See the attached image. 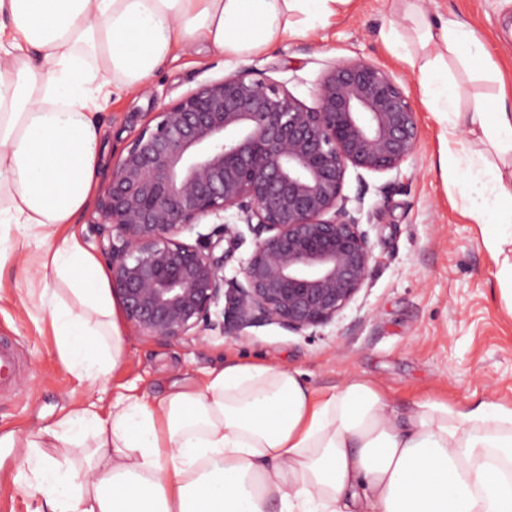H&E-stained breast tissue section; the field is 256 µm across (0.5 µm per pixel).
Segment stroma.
Listing matches in <instances>:
<instances>
[{"instance_id":"1","label":"stroma","mask_w":512,"mask_h":512,"mask_svg":"<svg viewBox=\"0 0 512 512\" xmlns=\"http://www.w3.org/2000/svg\"><path fill=\"white\" fill-rule=\"evenodd\" d=\"M423 9L465 24L491 57L512 72V0H423ZM403 20L393 0H353L308 37L293 38L242 60L195 49L166 60L137 92L113 95L95 115L101 127L96 186L160 104L174 102L201 84L245 68L264 72L305 104L328 62L364 59L388 70L418 104L420 138L400 170L376 174L349 169L344 192L367 231L376 265L336 321L294 333L278 324L227 336L205 330L162 342L122 324L126 355L104 388L81 382L59 355L50 316L25 297V280L10 262L0 274V336L13 337L18 368L0 386V512H31L17 493L22 444L69 411L124 387L164 394L172 382H198L206 368L233 356L300 371L321 391L358 376L379 385L398 413L424 397L451 404L512 403V314L497 265L482 241V227L465 215V201L450 190L439 165L446 150L442 130L421 107L419 73L398 58L386 40Z\"/></svg>"}]
</instances>
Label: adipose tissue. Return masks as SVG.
<instances>
[{
	"instance_id": "1",
	"label": "adipose tissue",
	"mask_w": 512,
	"mask_h": 512,
	"mask_svg": "<svg viewBox=\"0 0 512 512\" xmlns=\"http://www.w3.org/2000/svg\"><path fill=\"white\" fill-rule=\"evenodd\" d=\"M350 0H0V272L30 238L26 296L50 313L60 354L96 386L124 361L105 268L71 231L95 193L93 110L142 89L163 60L200 46L243 59L305 35ZM410 63L449 136L489 145L441 159L487 230L512 309V97L459 104L456 69L500 68L464 24L405 10ZM43 65L35 67L31 59ZM92 441L88 473L71 448ZM12 483L33 512H512V406L431 398L404 415L360 377L318 393L298 371L230 360L163 397L92 402L26 440Z\"/></svg>"
}]
</instances>
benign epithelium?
Returning <instances> with one entry per match:
<instances>
[{"label":"benign epithelium","instance_id":"benign-epithelium-1","mask_svg":"<svg viewBox=\"0 0 512 512\" xmlns=\"http://www.w3.org/2000/svg\"><path fill=\"white\" fill-rule=\"evenodd\" d=\"M419 136L410 96L361 59L329 63L311 106L252 68L162 104L113 164L96 204L127 322L166 341L195 330L240 336L275 323L300 333L332 323L375 265L348 208L347 171H397ZM232 209L254 241L242 279L229 281L211 239L239 245L235 227L221 222ZM208 217L220 223L197 231Z\"/></svg>","mask_w":512,"mask_h":512}]
</instances>
